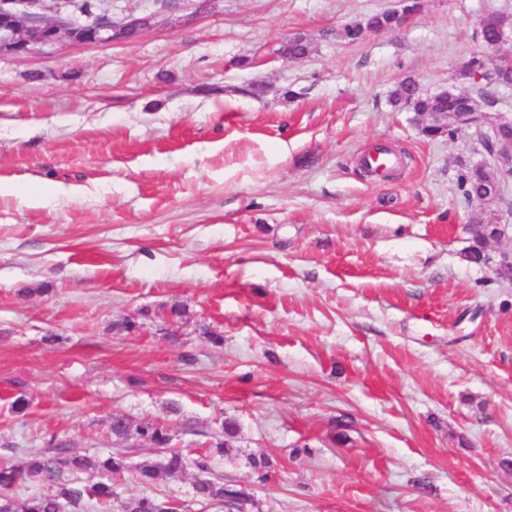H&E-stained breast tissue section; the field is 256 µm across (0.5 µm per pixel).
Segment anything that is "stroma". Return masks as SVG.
<instances>
[{
  "label": "stroma",
  "mask_w": 512,
  "mask_h": 512,
  "mask_svg": "<svg viewBox=\"0 0 512 512\" xmlns=\"http://www.w3.org/2000/svg\"><path fill=\"white\" fill-rule=\"evenodd\" d=\"M404 2L112 0L149 16L137 38L0 53V462L121 450L112 512H226L192 467L140 484L160 453L113 437L122 415L188 452L226 439L242 512H512V282L464 258L484 212L457 188L494 157L388 102L406 77L474 91L462 68L512 0H421L344 38ZM298 35L306 57L260 51ZM379 143L403 158L384 180L359 165ZM403 13L398 14L395 11L380 12L372 15L366 21L365 25L362 23L348 24L344 27V36L348 41L355 43L362 39L365 30L371 28L376 31H388L398 28L403 19L420 8L418 0H407ZM170 501L158 502L149 496L133 497L124 502L122 512H175L169 511Z\"/></svg>",
  "instance_id": "stroma-1"
}]
</instances>
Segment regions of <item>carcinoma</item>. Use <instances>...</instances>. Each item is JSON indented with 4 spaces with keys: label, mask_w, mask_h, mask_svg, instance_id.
Here are the masks:
<instances>
[{
    "label": "carcinoma",
    "mask_w": 512,
    "mask_h": 512,
    "mask_svg": "<svg viewBox=\"0 0 512 512\" xmlns=\"http://www.w3.org/2000/svg\"><path fill=\"white\" fill-rule=\"evenodd\" d=\"M76 8L97 22L103 13L100 0H76ZM420 8L419 0H406L403 13L395 11L380 12L372 15L366 23H353L344 27V36L355 43L362 39L365 30L388 31L398 28L403 19ZM512 28V20L506 16L495 15L484 20L481 26V38L488 42L499 38L502 31ZM286 52L297 58L309 54V43L302 36L291 38L288 45L282 44L272 48V53ZM485 69L484 84L477 87V93L487 105L494 103L496 90L500 87L512 86V67L502 66L494 61H481L477 57L469 59L463 66V74H470ZM391 102L409 107L417 115L432 117L433 114L453 112H474L475 100L472 96L458 92L453 88L433 95L420 92L417 83L407 78L402 80L391 91ZM500 185L495 171L483 165L468 169L461 177L460 188L466 199L479 193L489 186ZM471 244L465 252L468 261L483 260L486 257V237L479 225L470 227ZM112 435L122 438H135L148 441L164 450L161 458L153 463L144 464L137 470L138 481L149 485L158 473L175 474L193 465L200 477L194 485L196 501L201 504L217 505L232 509L236 507L240 492L231 484L224 483V478L211 472L210 455L199 454L190 457L183 451L170 447L172 437L169 431L159 425L143 424L132 426L130 420L116 416L110 422ZM127 469L124 457L112 455L102 461L88 457L64 455L60 452L31 453L26 465L22 468L14 466L0 467V512H62V502H67L75 509H92L94 512H111L112 484L96 482L82 485L69 478V475L86 473L90 470H103L114 478ZM36 478L48 485L49 491L27 498H16L11 494L13 488L27 479ZM122 512H169V502H159L149 496L133 497L124 502Z\"/></svg>",
    "instance_id": "obj_1"
}]
</instances>
